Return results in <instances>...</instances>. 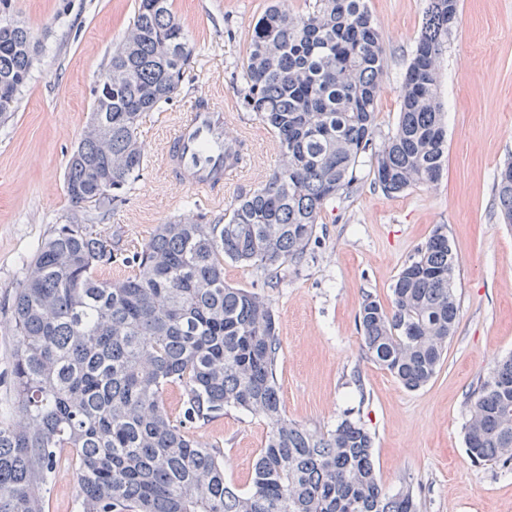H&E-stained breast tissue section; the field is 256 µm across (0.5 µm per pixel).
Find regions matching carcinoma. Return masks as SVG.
Wrapping results in <instances>:
<instances>
[{
  "label": "carcinoma",
  "mask_w": 512,
  "mask_h": 512,
  "mask_svg": "<svg viewBox=\"0 0 512 512\" xmlns=\"http://www.w3.org/2000/svg\"><path fill=\"white\" fill-rule=\"evenodd\" d=\"M279 3L254 23L245 57L226 63L247 114L273 133L279 164L230 212L167 220L138 248L118 232L102 237L83 213L92 207L105 221L143 177L140 120L180 94L194 55L170 0H138L67 163L75 216L41 243L14 293L0 512H45L63 458L79 512H420L411 489L382 487L361 424L344 419L324 433L288 419L272 305L224 281L226 260L269 276L301 265L324 208L356 190L357 163L375 139L386 51L364 0H312L293 14ZM457 18L458 0H427L397 128L374 151V183L388 195L442 176L448 138L435 62ZM39 55L12 0H0V122L16 111ZM495 195L512 227L511 161ZM118 261L127 275L98 276ZM455 272L440 226L398 273L390 303L368 296L359 309L364 353L409 391L436 376L454 333ZM173 390L176 413L165 404ZM467 404V455L511 463L512 355ZM227 408L270 422L245 492L224 482V452L194 432Z\"/></svg>",
  "instance_id": "obj_1"
}]
</instances>
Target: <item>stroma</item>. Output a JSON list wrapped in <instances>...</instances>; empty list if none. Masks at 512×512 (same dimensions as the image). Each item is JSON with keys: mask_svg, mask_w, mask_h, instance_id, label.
Masks as SVG:
<instances>
[{"mask_svg": "<svg viewBox=\"0 0 512 512\" xmlns=\"http://www.w3.org/2000/svg\"><path fill=\"white\" fill-rule=\"evenodd\" d=\"M137 0H14V13L43 50L12 117L0 123V374L13 342L9 307L27 260L71 214L64 190L70 153L84 131L112 52L132 23ZM269 0H172L195 46L180 94L140 123L147 168L100 230L141 245L157 224L198 211H231L237 194L277 165L271 132L240 106L225 69L246 54ZM387 53L377 104L376 141L391 136L398 90L420 33L426 0H365ZM448 153L440 180L388 195L362 157L359 184L329 203L319 240L300 266L283 265L275 284L225 262L227 283L264 293L277 321V380L289 419L327 431L345 417L374 438L376 474L390 492L413 489L421 512H512V471L467 456L465 396L512 353V229L501 224L495 178L512 161V0H459L458 20L436 62ZM224 108L243 148V169L208 200L180 186L162 162L167 141L198 99ZM456 255L459 319L437 375L404 389L370 361L356 321L365 296L389 303L404 264L437 227ZM268 424L235 408L199 428L224 452V479L248 490Z\"/></svg>", "mask_w": 512, "mask_h": 512, "instance_id": "1", "label": "stroma"}]
</instances>
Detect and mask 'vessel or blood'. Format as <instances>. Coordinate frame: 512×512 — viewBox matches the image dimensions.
I'll list each match as a JSON object with an SVG mask.
<instances>
[{
  "label": "vessel or blood",
  "mask_w": 512,
  "mask_h": 512,
  "mask_svg": "<svg viewBox=\"0 0 512 512\" xmlns=\"http://www.w3.org/2000/svg\"><path fill=\"white\" fill-rule=\"evenodd\" d=\"M225 135L224 110L213 105L191 109L171 136L170 151L181 182L198 196L209 195L234 172L224 163Z\"/></svg>",
  "instance_id": "vessel-or-blood-1"
}]
</instances>
